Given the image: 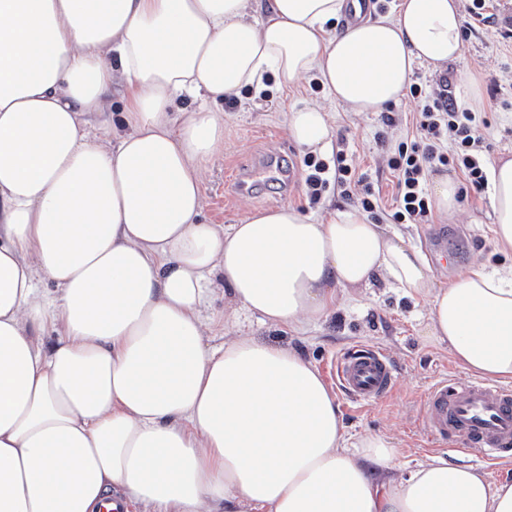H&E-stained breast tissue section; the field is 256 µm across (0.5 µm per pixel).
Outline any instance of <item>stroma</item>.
Returning <instances> with one entry per match:
<instances>
[{
	"label": "stroma",
	"instance_id": "1",
	"mask_svg": "<svg viewBox=\"0 0 512 512\" xmlns=\"http://www.w3.org/2000/svg\"><path fill=\"white\" fill-rule=\"evenodd\" d=\"M449 69L455 94L463 93L469 78L480 82L479 110L487 121L479 129L485 140L484 157L512 153V106H501L505 100L512 103V38L502 39L493 27H477L464 38L461 55ZM310 101L325 104L332 114V149L343 150L348 163L379 186L383 204L392 205L396 180L383 158L406 139L407 127L383 130L380 113L349 112L308 82L290 88L271 82L259 92L243 91L236 104L224 110V146L210 161L203 184L206 221L237 224L253 211L290 203L314 216L349 207V200L332 187L319 203L308 201L304 155L289 138L286 120L289 112ZM382 130L387 133L383 141L377 138ZM488 213L485 195H474L460 203L454 222H443L434 214L428 223L402 224L398 230L422 250L437 282L448 284L475 260L491 266L503 263V255L495 250ZM427 314L424 302L379 284L344 300L335 313L307 332L259 324L253 331L260 339L300 351L323 374L343 348L367 344L384 349L398 377L394 391L372 402H354L341 393L336 399L350 440L375 435L390 439L394 445L390 464L406 472L431 454L458 464L467 461L448 443L429 441L418 429L422 396L430 384L445 374L467 377L446 349L422 336Z\"/></svg>",
	"mask_w": 512,
	"mask_h": 512
}]
</instances>
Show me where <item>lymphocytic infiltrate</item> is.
<instances>
[{
	"instance_id": "lymphocytic-infiltrate-1",
	"label": "lymphocytic infiltrate",
	"mask_w": 512,
	"mask_h": 512,
	"mask_svg": "<svg viewBox=\"0 0 512 512\" xmlns=\"http://www.w3.org/2000/svg\"><path fill=\"white\" fill-rule=\"evenodd\" d=\"M449 75H441L433 88L411 84L409 93L416 105L414 115L416 138L400 143L386 159L396 178L398 205L389 219L396 224H420L429 213L425 191L426 172L431 165L441 164L458 169L467 189L481 192L486 176L480 156L482 141L475 130L478 113L459 108ZM308 174L305 183L311 202H318L329 184L343 190H355L354 204L365 213L377 215L380 194L365 175L345 162L343 153H336L332 163L316 156L305 160Z\"/></svg>"
}]
</instances>
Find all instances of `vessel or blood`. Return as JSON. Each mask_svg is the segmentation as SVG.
Here are the masks:
<instances>
[{"label": "vessel or blood", "mask_w": 512, "mask_h": 512, "mask_svg": "<svg viewBox=\"0 0 512 512\" xmlns=\"http://www.w3.org/2000/svg\"><path fill=\"white\" fill-rule=\"evenodd\" d=\"M333 377L343 392L366 402L384 398L397 384L386 354L366 345L338 356ZM421 429L463 454L496 460L512 448V389L477 377H440L424 395Z\"/></svg>", "instance_id": "obj_1"}]
</instances>
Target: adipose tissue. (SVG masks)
Segmentation results:
<instances>
[{
  "label": "adipose tissue",
  "instance_id": "ef3b65f1",
  "mask_svg": "<svg viewBox=\"0 0 512 512\" xmlns=\"http://www.w3.org/2000/svg\"><path fill=\"white\" fill-rule=\"evenodd\" d=\"M462 0H0V512H512V480L432 455L405 474L350 442L300 352L244 333L212 346L203 309L306 332L383 280L425 301L424 333L512 384V263L437 283L359 208L296 205L201 222L224 101L268 79L320 83L352 112L442 72ZM100 134L90 137L88 126ZM325 152L331 114L289 113ZM491 231L512 256V155L487 161ZM57 336L45 342L46 326Z\"/></svg>",
  "mask_w": 512,
  "mask_h": 512
}]
</instances>
